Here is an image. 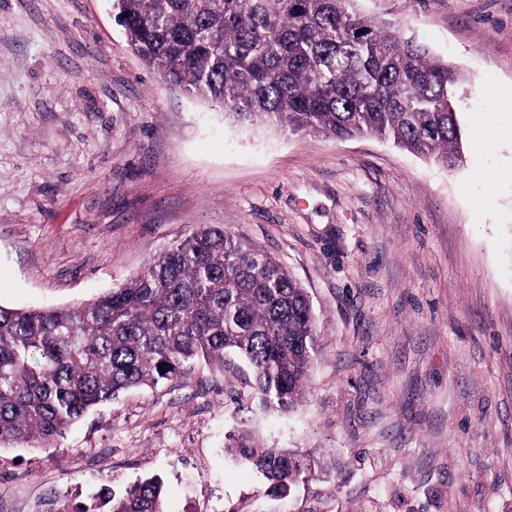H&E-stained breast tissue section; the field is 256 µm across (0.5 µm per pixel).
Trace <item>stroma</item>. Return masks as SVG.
Listing matches in <instances>:
<instances>
[{"label":"stroma","instance_id":"obj_1","mask_svg":"<svg viewBox=\"0 0 512 512\" xmlns=\"http://www.w3.org/2000/svg\"><path fill=\"white\" fill-rule=\"evenodd\" d=\"M464 76L463 160L376 135L224 122L131 50L112 0H0V304L79 305L217 225L306 289L302 401L227 354L0 448V512L95 506L159 475L169 512H512V0H357ZM324 463L284 499L224 450Z\"/></svg>","mask_w":512,"mask_h":512}]
</instances>
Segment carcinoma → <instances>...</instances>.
Here are the masks:
<instances>
[{"label": "carcinoma", "instance_id": "1", "mask_svg": "<svg viewBox=\"0 0 512 512\" xmlns=\"http://www.w3.org/2000/svg\"><path fill=\"white\" fill-rule=\"evenodd\" d=\"M354 0H118L127 41L190 96L224 106L238 126L293 134H374L443 167L462 161L459 71L353 9ZM316 350L309 296L276 258L231 231L202 226L126 284L76 307L0 305V447L53 442L90 410L157 386L200 360L234 353L266 408L300 401ZM226 448L276 497L322 464L265 448L248 433ZM149 476L106 512H166Z\"/></svg>", "mask_w": 512, "mask_h": 512}]
</instances>
